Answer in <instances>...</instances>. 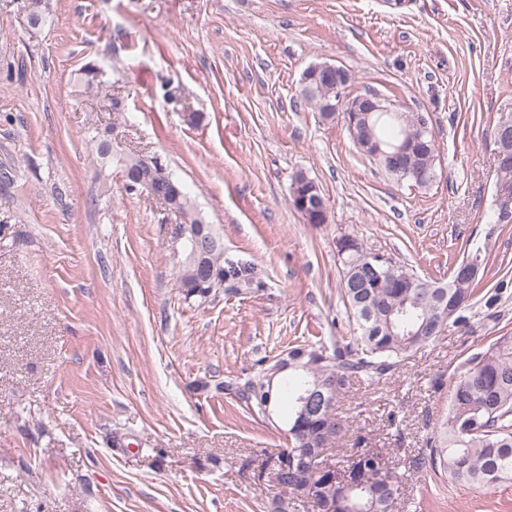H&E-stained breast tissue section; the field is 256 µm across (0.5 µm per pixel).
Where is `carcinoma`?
Here are the masks:
<instances>
[{
	"label": "carcinoma",
	"mask_w": 512,
	"mask_h": 512,
	"mask_svg": "<svg viewBox=\"0 0 512 512\" xmlns=\"http://www.w3.org/2000/svg\"><path fill=\"white\" fill-rule=\"evenodd\" d=\"M23 8L30 27L46 22L48 0H24ZM376 140L389 146L402 140L415 144L424 161L437 159L433 134L420 137L403 112H379L372 117ZM477 273L464 275L456 265L451 280L445 284L421 280L417 288L402 287L403 279L414 276L412 269L385 258L382 277H375L368 264L360 265L361 287H351L349 280L341 284L347 308L355 319L360 334L332 351L297 346L288 350L281 361L311 384L324 383L341 395L353 380L382 377L393 371L410 354L430 345L446 328L466 321L465 313L483 288L487 255L476 249L464 257ZM186 297L206 298L211 288H198L186 271L180 272V285ZM268 368L263 367L253 378L240 385L226 384L224 390L255 414H263L267 402L288 398L292 413L284 426L290 431L288 448L278 454L302 456L304 449L331 456L335 445L346 435V420L336 408L324 406L314 416L302 419L296 404V388L282 379L269 384ZM448 386V410L441 423L430 426L421 454L412 465L429 467L435 474L448 477L454 484L473 489L489 488L512 480V332L497 336L485 349L469 356L453 373ZM359 436L346 459L335 462L339 468L371 471L382 464L384 477L365 484L347 496L328 487V478L316 475L315 501L308 508L282 493L269 500L267 512H393L401 498L405 473L389 466L381 453L363 447Z\"/></svg>",
	"instance_id": "cac0c4a2"
}]
</instances>
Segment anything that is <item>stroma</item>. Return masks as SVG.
I'll return each mask as SVG.
<instances>
[{"label": "stroma", "instance_id": "1", "mask_svg": "<svg viewBox=\"0 0 512 512\" xmlns=\"http://www.w3.org/2000/svg\"><path fill=\"white\" fill-rule=\"evenodd\" d=\"M21 3L0 0V512H266L252 471L287 447L286 410L249 413L223 387L355 336L344 235L436 282L465 249L488 255L467 323L340 400L350 436L409 467L448 407L430 379L512 329V288L495 289L512 224L488 221L512 0H49L39 28ZM320 62L351 71V94L428 115L432 183L396 181L298 98ZM98 138L115 158L102 173ZM132 154L160 156L219 236L234 274L208 297L179 288V217L126 191ZM300 170L327 223L291 207ZM395 512H512V481L411 469Z\"/></svg>", "mask_w": 512, "mask_h": 512}]
</instances>
